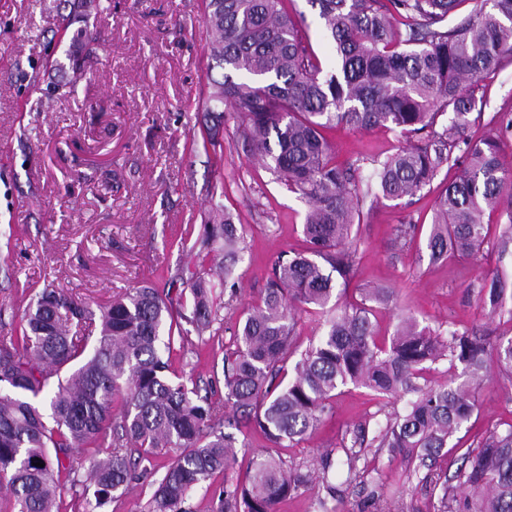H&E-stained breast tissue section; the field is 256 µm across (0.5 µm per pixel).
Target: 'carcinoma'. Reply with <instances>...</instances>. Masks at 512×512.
<instances>
[{"label":"carcinoma","mask_w":512,"mask_h":512,"mask_svg":"<svg viewBox=\"0 0 512 512\" xmlns=\"http://www.w3.org/2000/svg\"><path fill=\"white\" fill-rule=\"evenodd\" d=\"M335 51L336 69L322 63L288 14L284 0H205L212 31L210 52L223 70L210 78L209 101L242 120L250 156L307 201L306 247L284 251L272 264L266 288L243 314L224 349V397L199 395L176 379L170 359L190 331L215 320L216 285L190 273V313L150 286L135 288L94 311L78 296L44 288L25 310L21 335L0 339V484L16 512H53L61 474L74 456L95 448L91 485L83 486L86 512L102 508L105 495L127 489L134 469L154 466L158 454L174 457L151 496L150 512H183L200 484L227 475L237 439L215 425L224 409L236 429H260L276 448L300 443L330 410L336 390L363 386L377 397L414 396L404 413L386 416L384 428L367 439L356 427L352 446L419 450L434 460L468 422L484 382L485 355L496 352L500 371L512 377V337L495 340L475 331L422 327L400 319L380 341L375 307L394 299L391 288L365 289L359 303L335 314L326 306L338 281L354 271L353 236L364 199L414 196L446 166L462 174L440 194L425 246L433 263L470 258L487 238L484 215L506 217L496 242V268L485 277L480 299L489 314L512 315V199L504 200L512 171L502 155L512 136V112H500L493 128L474 140L464 135L467 115L479 110V82L512 58V0H482L473 16L448 23L462 0H309ZM403 19V27L396 25ZM452 114L447 123L437 118ZM386 128L400 145L374 163L370 177L359 166L338 165L322 129ZM224 243V282L233 278L244 228L220 209L206 225L201 247ZM320 311L324 332L279 376L296 336L295 311ZM447 359L462 366L464 380L434 387L419 383L426 364ZM49 413L38 398L49 386ZM120 408V420L114 409ZM313 477L286 468L270 452L256 454L244 481L224 485L225 512H278ZM95 490H90V486ZM316 512H330L333 489L318 479ZM439 512H512V425L494 430L469 450L442 483Z\"/></svg>","instance_id":"cac0c4a2"}]
</instances>
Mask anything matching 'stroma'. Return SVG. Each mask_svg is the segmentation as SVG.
Wrapping results in <instances>:
<instances>
[{"label": "stroma", "instance_id": "stroma-1", "mask_svg": "<svg viewBox=\"0 0 512 512\" xmlns=\"http://www.w3.org/2000/svg\"><path fill=\"white\" fill-rule=\"evenodd\" d=\"M76 11L71 0H0V336L20 330L32 299L51 285L85 299L92 308L148 284L191 306L182 268H197L204 224L214 207L231 211L245 227L244 251L235 267V289L215 291L218 320L190 335L171 361L183 380L201 392L224 394V346L239 317L255 304L273 260L304 246L308 204L261 165L252 163L241 120L224 114L218 144L202 133L207 111L210 31L202 0H96ZM289 13L324 66L334 49L308 0H287ZM71 33L92 35L91 53H74ZM81 79H73V66ZM485 104L469 114L465 133L483 137L499 112L512 111V60L479 83ZM336 160L384 157L396 145L382 128L326 130ZM461 173L443 168L415 196L365 202L354 228L357 259L352 287L394 288L395 307L375 311L377 336L392 335L403 317L423 326L512 336V316L491 315L479 290L495 268L484 247L467 261L434 264L425 238L443 186ZM416 226V240L394 243L395 229ZM489 378L471 419L435 464L405 450L359 449L363 482L347 483L346 429L383 422L381 403L361 386L341 387L331 412L308 438L278 450L286 465L321 468L336 488V512H437L441 490L434 476H453L475 435L512 424V378L488 354ZM169 455L153 470L136 471L126 492L100 512H149L154 487Z\"/></svg>", "mask_w": 512, "mask_h": 512}]
</instances>
